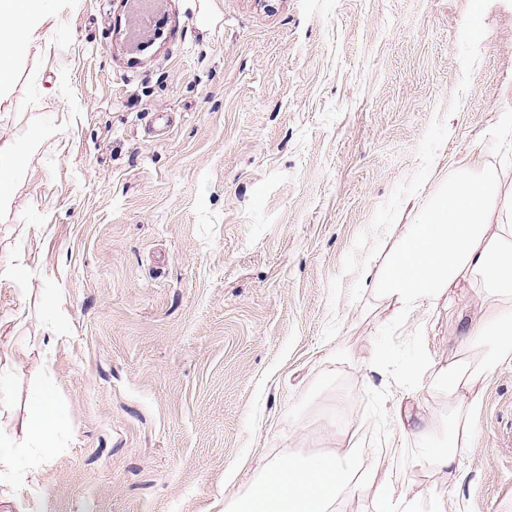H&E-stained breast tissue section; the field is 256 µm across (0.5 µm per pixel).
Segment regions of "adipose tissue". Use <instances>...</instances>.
<instances>
[{
	"label": "adipose tissue",
	"instance_id": "adipose-tissue-1",
	"mask_svg": "<svg viewBox=\"0 0 512 512\" xmlns=\"http://www.w3.org/2000/svg\"><path fill=\"white\" fill-rule=\"evenodd\" d=\"M42 0H0V72L34 32ZM494 137L496 162L462 169L447 191L416 223L404 225L384 259L368 269L366 283L381 299L407 313L434 303L454 288L474 290L479 315L458 317L462 349L434 372L451 402V419L412 417L385 407L387 417L408 428L419 444L418 464L458 480L474 442L472 415L483 400L491 372L512 358V113H500ZM372 495L373 512H445L443 503L394 499L387 483L361 472L348 454L291 456L264 466L250 492L231 512H329L351 487Z\"/></svg>",
	"mask_w": 512,
	"mask_h": 512
}]
</instances>
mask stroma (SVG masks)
I'll return each instance as SVG.
<instances>
[{
	"mask_svg": "<svg viewBox=\"0 0 512 512\" xmlns=\"http://www.w3.org/2000/svg\"><path fill=\"white\" fill-rule=\"evenodd\" d=\"M50 3L0 76V512H226L259 465L350 450L512 512V360L456 487L380 409L447 411L404 372L475 299L405 315L364 284L512 113V0H165L141 43L125 0ZM53 414V405L48 393H41L38 397L35 410L31 413L28 425L31 431L43 436L49 428Z\"/></svg>",
	"mask_w": 512,
	"mask_h": 512,
	"instance_id": "1",
	"label": "stroma"
}]
</instances>
